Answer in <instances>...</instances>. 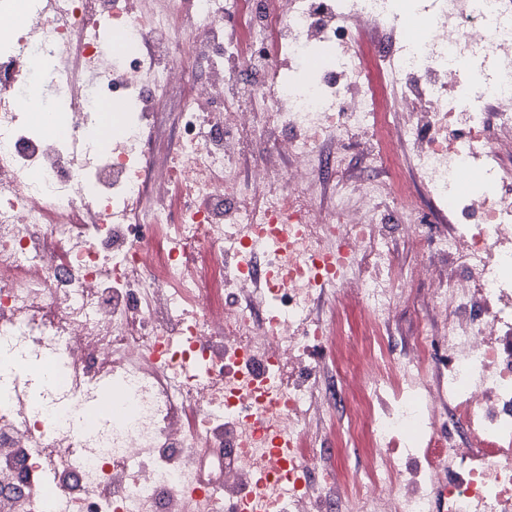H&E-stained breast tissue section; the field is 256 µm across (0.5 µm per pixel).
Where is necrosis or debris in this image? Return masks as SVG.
Segmentation results:
<instances>
[{
  "label": "necrosis or debris",
  "instance_id": "1",
  "mask_svg": "<svg viewBox=\"0 0 512 512\" xmlns=\"http://www.w3.org/2000/svg\"><path fill=\"white\" fill-rule=\"evenodd\" d=\"M91 2L0 0V512H242L259 483L262 512H328L316 446L336 432L342 331L325 291L366 313L347 426L374 427L371 488L348 512H512V157L492 135L512 129L506 0H191L184 27L181 0ZM410 18L422 35L382 51V110L359 36ZM69 44L98 75L71 111L53 64ZM177 87L161 163L154 115ZM358 134L385 178L350 177ZM396 234L419 263H397ZM201 250L224 268L218 311ZM424 281L438 327L389 357L399 294ZM278 434L305 490L261 465Z\"/></svg>",
  "mask_w": 512,
  "mask_h": 512
}]
</instances>
